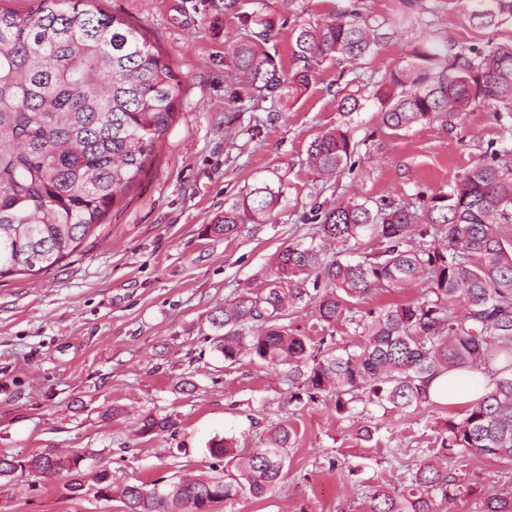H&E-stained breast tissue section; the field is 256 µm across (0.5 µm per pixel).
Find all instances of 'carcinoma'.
Returning a JSON list of instances; mask_svg holds the SVG:
<instances>
[{"instance_id":"carcinoma-1","label":"carcinoma","mask_w":512,"mask_h":512,"mask_svg":"<svg viewBox=\"0 0 512 512\" xmlns=\"http://www.w3.org/2000/svg\"><path fill=\"white\" fill-rule=\"evenodd\" d=\"M471 2L469 21L480 27L512 16V0ZM241 19L261 30L227 41L231 72L264 96L290 101L316 78V64L363 59L385 38L382 24L349 0L333 19L293 20L286 70L262 48L270 21ZM179 86L140 28L97 0H35L26 14L0 8V277L50 270L104 223L172 125ZM366 95L379 103L380 127L391 135L423 124L446 132L451 117L480 106L512 112V43L452 52L423 42L372 91L344 87L342 121L308 148L316 174L354 169L350 126ZM511 154L490 148L446 192H419L409 203L349 200L326 210L317 236L277 252L263 289L237 295L210 316V341L224 362L247 357L286 368L288 403L297 407L329 399L341 416L358 402L405 410L428 402L437 375L490 376L460 419L443 422L402 491L372 490L370 512H438L436 497L462 490L450 459L477 454L512 463V241L501 234L512 224V164L504 160ZM282 195L256 186L207 231L229 238L246 221L273 224ZM366 237L376 241L374 250L356 261L343 257L350 241ZM326 242L341 250L327 253ZM417 284L423 290L412 299L361 309L368 297ZM310 304L320 325L347 328L352 343L301 335L286 323ZM171 426L169 417L148 414L139 432ZM296 437L293 426L279 423L266 446L247 455L215 439L212 474L184 476L169 492L154 481L118 484L106 470L92 480L96 493L118 497L127 512H223L216 504L278 491ZM83 461L79 454H0V480L26 462L30 474H66L78 496L87 478ZM481 512H512V493L487 494Z\"/></svg>"}]
</instances>
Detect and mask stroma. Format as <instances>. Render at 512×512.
Segmentation results:
<instances>
[{
  "label": "stroma",
  "mask_w": 512,
  "mask_h": 512,
  "mask_svg": "<svg viewBox=\"0 0 512 512\" xmlns=\"http://www.w3.org/2000/svg\"><path fill=\"white\" fill-rule=\"evenodd\" d=\"M224 3L102 0L169 59L180 81L176 119L94 236L48 272L0 279V451L79 453L117 481L169 484L208 474L212 440L234 438L241 452L261 448L272 426L287 421L297 439L280 491L241 499L234 512H368L367 488L400 491L440 425L462 417L463 406L432 398L404 412L359 402L349 417L327 402L295 410L282 371L246 359L226 367L209 342L210 314L237 291L264 288L277 251L311 233L318 209L444 191L488 145L512 147V112L480 107L452 118L447 132L425 125L393 137L379 132L370 101L352 125L354 171L325 179L307 165L310 143L340 121L337 78H382L424 41H511L512 19L479 29L464 0H419L375 55L340 68L323 62L291 102L260 97L232 78L226 41L244 26ZM242 3L243 12L272 21L285 63L292 14L332 16L346 0ZM262 183L284 188L276 223L242 225L231 239L207 233ZM150 413L171 416L175 428L141 436ZM462 470L460 496L439 502L440 512H479L489 491L512 489V464L473 455ZM67 482L16 474L0 487V512H121L120 501L91 491L71 497Z\"/></svg>",
  "instance_id": "stroma-1"
}]
</instances>
